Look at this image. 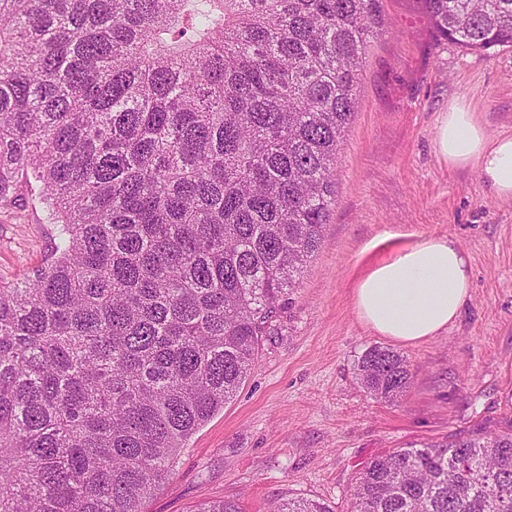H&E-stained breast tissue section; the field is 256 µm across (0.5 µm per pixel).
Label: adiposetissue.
Listing matches in <instances>:
<instances>
[{"mask_svg": "<svg viewBox=\"0 0 512 512\" xmlns=\"http://www.w3.org/2000/svg\"><path fill=\"white\" fill-rule=\"evenodd\" d=\"M436 153L449 166L476 169L492 194L512 199V133L488 136L464 104L442 117ZM470 289L468 258L451 238L422 236L374 266L356 285L359 320L404 345L431 339L457 319Z\"/></svg>", "mask_w": 512, "mask_h": 512, "instance_id": "1", "label": "adipose tissue"}]
</instances>
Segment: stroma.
I'll list each match as a JSON object with an SVG mask.
<instances>
[{"label":"stroma","instance_id":"obj_1","mask_svg":"<svg viewBox=\"0 0 512 512\" xmlns=\"http://www.w3.org/2000/svg\"><path fill=\"white\" fill-rule=\"evenodd\" d=\"M382 9L388 30L363 62L322 244L271 319L244 385L181 449L145 512L224 500L271 512L301 497L348 512L373 458L512 423V200L435 148L440 119L460 102L489 135L512 133V47L478 52L439 40L421 0H383ZM419 235L454 238L469 255L472 288L448 331L402 346L411 378L386 403L356 375L365 350L387 339L358 319L354 285ZM53 248V227L29 192L0 205L1 282L40 267Z\"/></svg>","mask_w":512,"mask_h":512}]
</instances>
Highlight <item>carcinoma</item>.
<instances>
[{"instance_id": "cac0c4a2", "label": "carcinoma", "mask_w": 512, "mask_h": 512, "mask_svg": "<svg viewBox=\"0 0 512 512\" xmlns=\"http://www.w3.org/2000/svg\"><path fill=\"white\" fill-rule=\"evenodd\" d=\"M381 4L0 0V205L34 185L56 232L0 282V512H144L234 398L329 223ZM423 4L512 47V0ZM357 375L394 402L411 372L373 345ZM350 512H512V426L374 458Z\"/></svg>"}]
</instances>
